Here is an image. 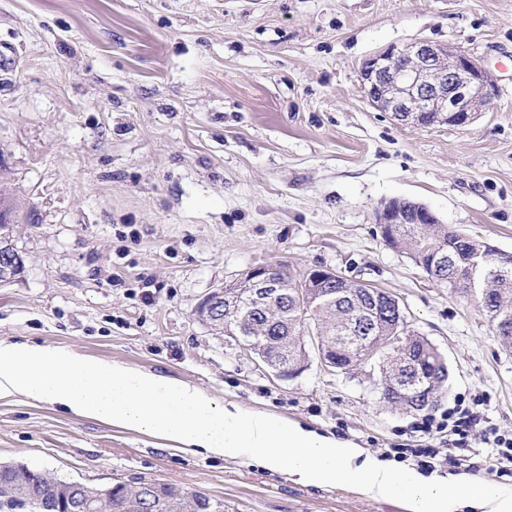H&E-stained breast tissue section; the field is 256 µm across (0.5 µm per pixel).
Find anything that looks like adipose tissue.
Here are the masks:
<instances>
[{
  "label": "adipose tissue",
  "instance_id": "obj_1",
  "mask_svg": "<svg viewBox=\"0 0 512 512\" xmlns=\"http://www.w3.org/2000/svg\"><path fill=\"white\" fill-rule=\"evenodd\" d=\"M23 397L168 441L175 449L287 472L310 486L351 484L408 512H512V490L424 474L268 412L218 403L171 377L39 343L0 340V398Z\"/></svg>",
  "mask_w": 512,
  "mask_h": 512
}]
</instances>
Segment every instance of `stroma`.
<instances>
[{"label":"stroma","instance_id":"35a3bbf8","mask_svg":"<svg viewBox=\"0 0 512 512\" xmlns=\"http://www.w3.org/2000/svg\"><path fill=\"white\" fill-rule=\"evenodd\" d=\"M414 41L491 73L497 94L471 124L402 125L364 98V61ZM1 44L0 189L24 269L0 286V339L173 377L379 459L438 447L410 433L419 413L380 400L370 368L282 380L195 316L254 266H322L394 296L446 357L439 408L484 395L512 434V349L376 223L407 198L512 252V0H0ZM0 462L170 483L226 512H406L24 399H0Z\"/></svg>","mask_w":512,"mask_h":512}]
</instances>
